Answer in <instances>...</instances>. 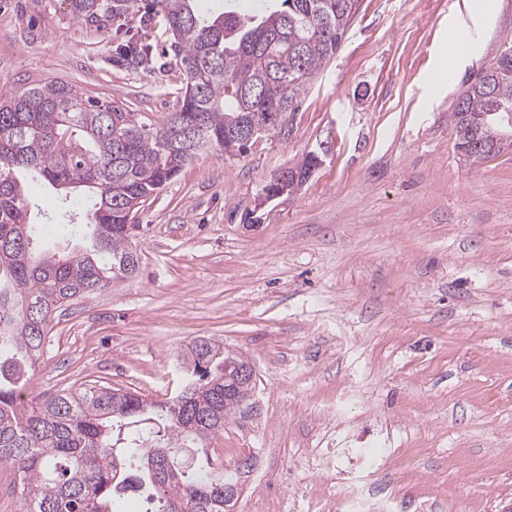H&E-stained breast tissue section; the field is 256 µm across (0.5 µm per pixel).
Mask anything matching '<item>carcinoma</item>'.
<instances>
[{
  "label": "carcinoma",
  "mask_w": 512,
  "mask_h": 512,
  "mask_svg": "<svg viewBox=\"0 0 512 512\" xmlns=\"http://www.w3.org/2000/svg\"><path fill=\"white\" fill-rule=\"evenodd\" d=\"M144 2L181 57L186 83L176 121L151 128L139 113L51 81L0 97V467L13 472L20 512H116L117 491L137 486L153 512H234L209 443L242 403L234 365L244 357L200 337L177 392L153 402L121 388L82 384L25 404L55 311L139 269L126 231L132 210L156 195L204 147L224 148L254 112L267 131L296 110L307 82L336 55L360 0H261L253 13L215 18L197 0H68L71 16L115 18ZM512 107V49L470 84L451 115L459 150L489 158ZM319 155L289 171L307 177ZM56 190L84 187L93 205L73 225V248L39 246L43 225L19 175ZM122 479L115 480V464Z\"/></svg>",
  "instance_id": "cac0c4a2"
}]
</instances>
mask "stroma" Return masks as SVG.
I'll return each instance as SVG.
<instances>
[{"mask_svg": "<svg viewBox=\"0 0 512 512\" xmlns=\"http://www.w3.org/2000/svg\"><path fill=\"white\" fill-rule=\"evenodd\" d=\"M362 0L284 132L207 147L137 211V276L55 314L33 394L91 381L160 402L199 336L249 360L253 397L212 445L251 458L236 512H512V149L474 165L457 97L512 42V0ZM471 49L448 59L449 27ZM146 40L150 67L118 64ZM141 12L78 21L0 0V96L50 81L164 124L185 84ZM332 148L295 193L280 169ZM320 156L315 152H308L305 157L298 162L297 164L291 166L289 169L285 168L281 170L273 180L267 184V189L263 191L262 196L260 197L258 208H262L266 206L269 202L281 197L284 194H288V192H292L296 189L298 184L297 176L294 177V180H291L290 174H288V170L291 171L292 176L297 174L299 178L302 177L306 179L308 174L310 173L312 168L317 166V160ZM271 189L269 190L268 188Z\"/></svg>", "mask_w": 512, "mask_h": 512, "instance_id": "obj_1", "label": "stroma"}]
</instances>
